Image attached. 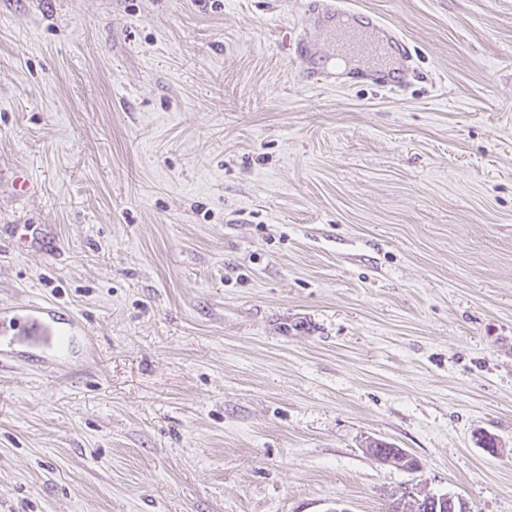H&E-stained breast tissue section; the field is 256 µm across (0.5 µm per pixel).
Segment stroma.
<instances>
[{"instance_id": "stroma-1", "label": "stroma", "mask_w": 512, "mask_h": 512, "mask_svg": "<svg viewBox=\"0 0 512 512\" xmlns=\"http://www.w3.org/2000/svg\"><path fill=\"white\" fill-rule=\"evenodd\" d=\"M302 2L0 0V310L72 336L0 512H512V0H350L400 90L303 81ZM375 448H369L370 454L380 463L390 465L393 467H397L404 470H413L418 467V463L416 464H407V462L412 458L407 453H405L401 448H392L391 451L385 450L384 448H390L383 442H375ZM383 446L379 448L378 446ZM376 448L381 449V451H377ZM394 512H454L455 498L449 494L429 495L424 499L412 492H405L403 496L394 503Z\"/></svg>"}]
</instances>
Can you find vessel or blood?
I'll return each instance as SVG.
<instances>
[{
  "label": "vessel or blood",
  "mask_w": 512,
  "mask_h": 512,
  "mask_svg": "<svg viewBox=\"0 0 512 512\" xmlns=\"http://www.w3.org/2000/svg\"><path fill=\"white\" fill-rule=\"evenodd\" d=\"M305 13L312 22H338L333 59L345 64L357 50H365L373 61L371 77L375 84L386 86L388 55H398L403 74L413 70V55L407 40L384 21L367 16L363 26H355V10L345 0H305ZM0 342L28 350L53 351L63 345L62 332L56 321L46 317L43 306L32 304L21 312L0 317Z\"/></svg>",
  "instance_id": "obj_1"
}]
</instances>
